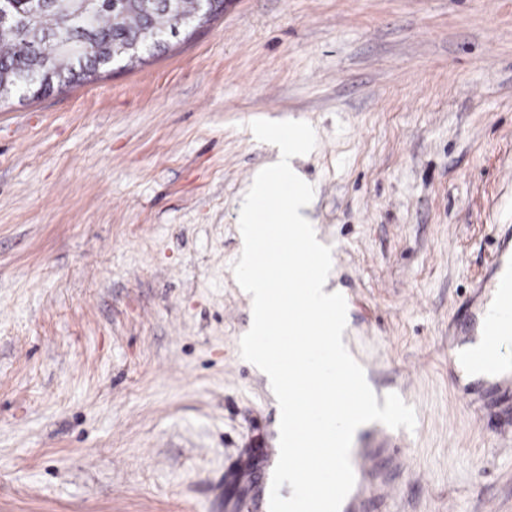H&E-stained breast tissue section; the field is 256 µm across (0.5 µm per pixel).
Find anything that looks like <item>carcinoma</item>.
Segmentation results:
<instances>
[{
  "label": "carcinoma",
  "instance_id": "carcinoma-1",
  "mask_svg": "<svg viewBox=\"0 0 512 512\" xmlns=\"http://www.w3.org/2000/svg\"><path fill=\"white\" fill-rule=\"evenodd\" d=\"M17 27L0 29V99L69 86L112 66V53L142 55L201 22L196 0H0V16ZM65 32L70 43L51 38Z\"/></svg>",
  "mask_w": 512,
  "mask_h": 512
}]
</instances>
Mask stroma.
I'll list each match as a JSON object with an SVG mask.
<instances>
[{
  "label": "stroma",
  "instance_id": "obj_1",
  "mask_svg": "<svg viewBox=\"0 0 512 512\" xmlns=\"http://www.w3.org/2000/svg\"><path fill=\"white\" fill-rule=\"evenodd\" d=\"M257 119L313 127L294 166L347 347L416 412L353 439L401 456L368 512H512V439L448 365L512 264V0H227L0 102V512H269L280 409L233 271L276 159Z\"/></svg>",
  "mask_w": 512,
  "mask_h": 512
}]
</instances>
